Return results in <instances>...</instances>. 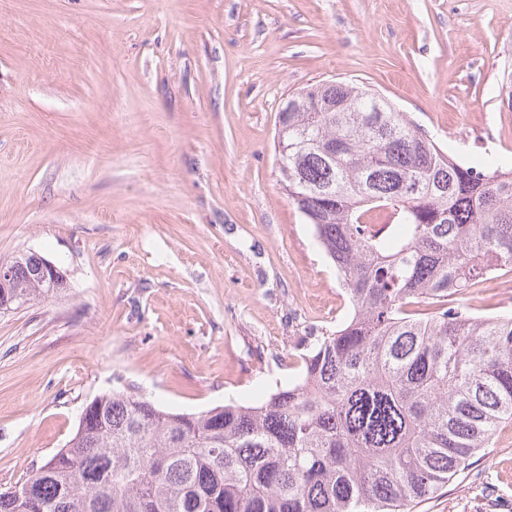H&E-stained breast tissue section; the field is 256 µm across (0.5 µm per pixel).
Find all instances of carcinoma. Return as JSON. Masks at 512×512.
<instances>
[{"label":"carcinoma","instance_id":"obj_1","mask_svg":"<svg viewBox=\"0 0 512 512\" xmlns=\"http://www.w3.org/2000/svg\"><path fill=\"white\" fill-rule=\"evenodd\" d=\"M330 102L333 112H311ZM288 198L351 307L292 384L251 404L166 410L114 390L0 512H415L512 421V313L470 290L512 271V168L467 166L349 84L288 96ZM8 264L0 311L66 290L35 254Z\"/></svg>","mask_w":512,"mask_h":512}]
</instances>
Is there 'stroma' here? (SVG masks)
<instances>
[{"label":"stroma","instance_id":"stroma-1","mask_svg":"<svg viewBox=\"0 0 512 512\" xmlns=\"http://www.w3.org/2000/svg\"><path fill=\"white\" fill-rule=\"evenodd\" d=\"M348 83L512 168V0H0V259L66 292L0 312V490L98 395L252 402L348 314L283 188V99ZM473 312H512V273ZM417 512H512V422Z\"/></svg>","mask_w":512,"mask_h":512}]
</instances>
